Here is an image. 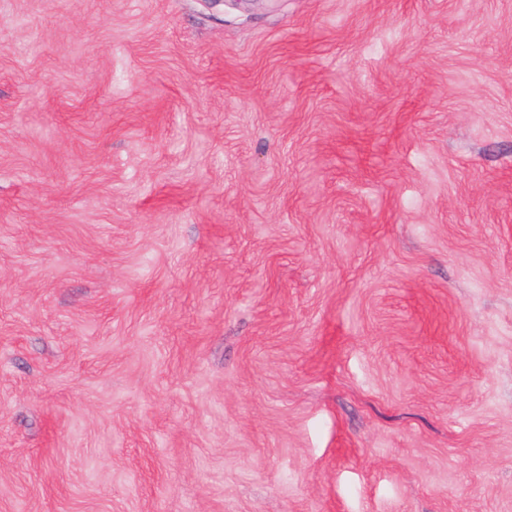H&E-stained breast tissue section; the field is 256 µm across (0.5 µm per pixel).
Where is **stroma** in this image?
<instances>
[{
  "label": "stroma",
  "instance_id": "stroma-1",
  "mask_svg": "<svg viewBox=\"0 0 512 512\" xmlns=\"http://www.w3.org/2000/svg\"><path fill=\"white\" fill-rule=\"evenodd\" d=\"M0 512H512V0H0Z\"/></svg>",
  "mask_w": 512,
  "mask_h": 512
}]
</instances>
